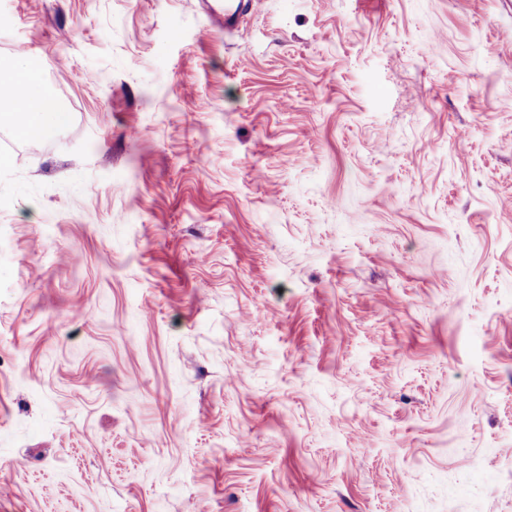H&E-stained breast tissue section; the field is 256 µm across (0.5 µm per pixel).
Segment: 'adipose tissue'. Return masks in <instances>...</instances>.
Returning a JSON list of instances; mask_svg holds the SVG:
<instances>
[{
  "label": "adipose tissue",
  "instance_id": "obj_1",
  "mask_svg": "<svg viewBox=\"0 0 512 512\" xmlns=\"http://www.w3.org/2000/svg\"><path fill=\"white\" fill-rule=\"evenodd\" d=\"M18 87L23 88L26 96L20 109L13 99ZM0 91L6 95L4 104L0 105V115L8 117L23 133L34 132L47 138L70 121L69 112L44 91L41 76L27 55H15L8 64L0 66Z\"/></svg>",
  "mask_w": 512,
  "mask_h": 512
}]
</instances>
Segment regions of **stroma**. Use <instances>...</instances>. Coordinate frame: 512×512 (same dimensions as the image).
<instances>
[{
    "mask_svg": "<svg viewBox=\"0 0 512 512\" xmlns=\"http://www.w3.org/2000/svg\"><path fill=\"white\" fill-rule=\"evenodd\" d=\"M0 14V512H512V0ZM260 0H226L224 2V27H230L247 12L258 9ZM17 85L24 89L26 96L22 109L14 103ZM1 90L6 95L2 106L0 101L1 121L2 117H8L25 135L36 132L41 138H48L70 121V113L44 91L41 76L27 55L18 53L8 64L0 66Z\"/></svg>",
    "mask_w": 512,
    "mask_h": 512,
    "instance_id": "obj_1",
    "label": "stroma"
}]
</instances>
